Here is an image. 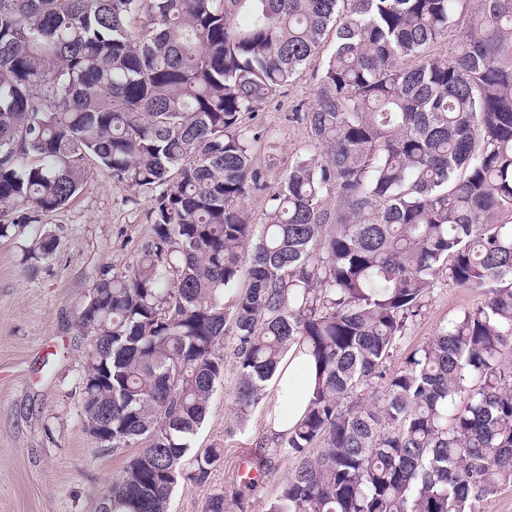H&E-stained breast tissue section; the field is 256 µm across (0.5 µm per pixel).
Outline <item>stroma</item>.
<instances>
[{
	"label": "stroma",
	"instance_id": "1",
	"mask_svg": "<svg viewBox=\"0 0 512 512\" xmlns=\"http://www.w3.org/2000/svg\"><path fill=\"white\" fill-rule=\"evenodd\" d=\"M321 66V58H314L296 83L243 118L248 128L263 132L252 150L267 188L248 202L253 223L264 221L268 192L296 155L312 147L308 126L290 114L313 104ZM86 173L77 198L45 218L59 238L52 257L28 264L20 243L0 239V512H99L103 490L136 453L132 447L101 448L83 426L76 380L91 339L78 332L76 318L99 273L123 270L150 237L154 196L113 180L97 163H89ZM483 299L478 290L437 282L421 314L408 320L391 369ZM236 389L228 355L193 441L200 451L223 449L224 459L206 483L176 487L169 512H203L213 494L232 493L240 481V453L254 452L268 436L272 411L286 404L273 380L263 404L244 417ZM294 467V459L279 458L252 492L246 512H266Z\"/></svg>",
	"mask_w": 512,
	"mask_h": 512
}]
</instances>
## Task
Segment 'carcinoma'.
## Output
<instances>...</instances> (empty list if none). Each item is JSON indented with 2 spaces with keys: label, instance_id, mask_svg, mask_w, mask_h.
Masks as SVG:
<instances>
[{
  "label": "carcinoma",
  "instance_id": "cac0c4a2",
  "mask_svg": "<svg viewBox=\"0 0 512 512\" xmlns=\"http://www.w3.org/2000/svg\"><path fill=\"white\" fill-rule=\"evenodd\" d=\"M330 28L315 103L292 112L315 148L254 224L261 134L241 117ZM90 159L155 193L149 239L77 316L81 420L139 448L100 512H168L220 464L192 441L226 336L243 416L288 351L315 372L252 455L261 474L296 460L267 512H484L512 484V0H0V238L49 258L42 218ZM440 279L484 301L387 373Z\"/></svg>",
  "mask_w": 512,
  "mask_h": 512
}]
</instances>
